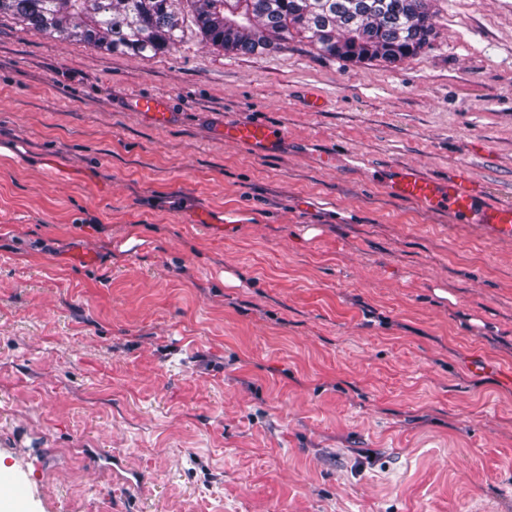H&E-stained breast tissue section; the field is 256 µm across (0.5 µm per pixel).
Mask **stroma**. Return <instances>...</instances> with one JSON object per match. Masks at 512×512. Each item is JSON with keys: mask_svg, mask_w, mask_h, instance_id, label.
I'll use <instances>...</instances> for the list:
<instances>
[{"mask_svg": "<svg viewBox=\"0 0 512 512\" xmlns=\"http://www.w3.org/2000/svg\"><path fill=\"white\" fill-rule=\"evenodd\" d=\"M431 10L395 62L231 55L189 21L142 59L0 17L17 512H512V243L379 179L461 168L512 202V0ZM256 119L275 153L221 133ZM134 108L139 112H148L159 125L168 124L173 116L168 100L163 97L140 96L136 99Z\"/></svg>", "mask_w": 512, "mask_h": 512, "instance_id": "stroma-1", "label": "stroma"}]
</instances>
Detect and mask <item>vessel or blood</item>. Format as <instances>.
I'll use <instances>...</instances> for the list:
<instances>
[{
  "instance_id": "vessel-or-blood-1",
  "label": "vessel or blood",
  "mask_w": 512,
  "mask_h": 512,
  "mask_svg": "<svg viewBox=\"0 0 512 512\" xmlns=\"http://www.w3.org/2000/svg\"><path fill=\"white\" fill-rule=\"evenodd\" d=\"M135 108L149 113L159 125L168 124L172 118L169 102L162 97H138ZM282 136L281 129L257 121L224 126L225 140L248 149H273ZM383 183L390 193L406 203L448 216L456 224L476 223L491 238L512 241V203L491 199L468 174L454 172L437 179L424 175L414 166L403 165L387 170Z\"/></svg>"
}]
</instances>
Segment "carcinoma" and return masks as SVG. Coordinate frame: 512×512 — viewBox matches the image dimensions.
Wrapping results in <instances>:
<instances>
[{"instance_id":"obj_1","label":"carcinoma","mask_w":512,"mask_h":512,"mask_svg":"<svg viewBox=\"0 0 512 512\" xmlns=\"http://www.w3.org/2000/svg\"><path fill=\"white\" fill-rule=\"evenodd\" d=\"M191 15L202 41L247 55L307 41L322 55L397 60L434 36L430 0H0V16L67 43L150 57Z\"/></svg>"}]
</instances>
